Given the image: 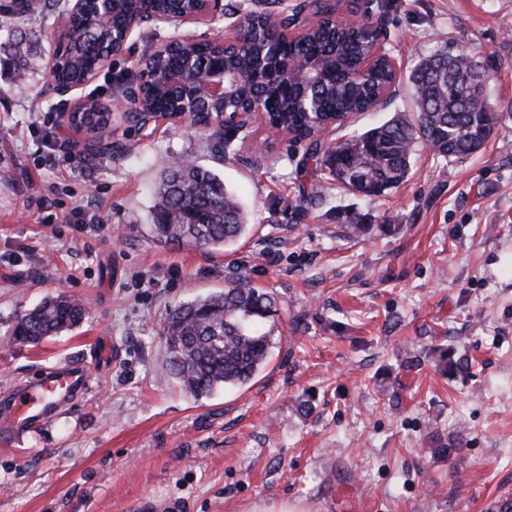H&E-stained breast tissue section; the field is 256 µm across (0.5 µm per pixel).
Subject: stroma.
I'll return each mask as SVG.
<instances>
[{"mask_svg": "<svg viewBox=\"0 0 512 512\" xmlns=\"http://www.w3.org/2000/svg\"><path fill=\"white\" fill-rule=\"evenodd\" d=\"M384 48L399 71L450 46L491 62L501 119L484 149L441 161L417 150L407 181L365 200L328 181L304 215L306 145L252 121L216 166L249 229L221 252L157 243L149 213L166 162L211 165L189 122H126L144 50L138 28L85 88L45 71L61 10L25 23L28 73L0 64V397L39 369L83 358L91 388L51 426L0 449V512H491L512 497V0H390ZM112 110L109 155L61 126L75 100ZM406 84L380 109L321 133L326 145L410 111ZM100 216L83 231L76 207ZM352 214L368 235L353 237ZM245 274L277 302L266 368L206 397L162 361L175 305ZM85 321L37 345L10 337L49 296ZM442 350L467 368L441 375Z\"/></svg>", "mask_w": 512, "mask_h": 512, "instance_id": "obj_1", "label": "stroma"}]
</instances>
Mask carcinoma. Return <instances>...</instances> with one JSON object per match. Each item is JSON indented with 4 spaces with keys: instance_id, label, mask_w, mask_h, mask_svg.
Instances as JSON below:
<instances>
[{
    "instance_id": "cac0c4a2",
    "label": "carcinoma",
    "mask_w": 512,
    "mask_h": 512,
    "mask_svg": "<svg viewBox=\"0 0 512 512\" xmlns=\"http://www.w3.org/2000/svg\"><path fill=\"white\" fill-rule=\"evenodd\" d=\"M137 11V0H116L110 33L81 19L84 39L64 48L61 65L47 67L52 82L81 80L96 62L102 42L122 32ZM374 28L369 19L346 28L328 20L298 40L282 42L280 56L274 58L266 44L271 31L266 20L258 17L244 31L241 46L228 56L229 64L242 73L263 71L264 88L256 92L246 83L237 95L213 103L211 109L230 114L243 109L253 93L262 95L266 125L277 131L305 132L316 171L328 173L341 188L368 199L404 183L420 147L444 160L460 159L490 139L499 124L488 92L490 74L483 63L446 47L421 59L408 76L416 114L396 112L389 120L334 146H322L316 140L322 122L373 111L374 99L390 84V70L382 61L356 76L372 53ZM213 51L205 41L186 43L166 55L165 63L177 66L190 56L195 74L204 76ZM295 59L322 66L315 85L316 112L304 111L299 83L281 73L282 65ZM141 90L155 109L175 108L169 92L154 85ZM322 190L321 183H311V191L301 194L294 210L305 212L317 204ZM156 198L151 221L160 243L184 242L212 251L235 243L248 228L247 212L224 185L223 177L195 160L174 159L157 187ZM86 314L85 307L73 298H46L16 316L11 336L37 345L79 326ZM275 315L273 294L238 274L225 281L223 290L184 301L168 311L163 327L164 360L177 382L196 396L244 386L269 361L275 329L269 320ZM436 365L443 372H454L468 366V360L441 352Z\"/></svg>"
}]
</instances>
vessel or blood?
I'll return each mask as SVG.
<instances>
[{
	"label": "vessel or blood",
	"mask_w": 512,
	"mask_h": 512,
	"mask_svg": "<svg viewBox=\"0 0 512 512\" xmlns=\"http://www.w3.org/2000/svg\"><path fill=\"white\" fill-rule=\"evenodd\" d=\"M89 384L85 364L68 360L17 384L0 405V444L11 445L27 433L51 424L61 407L72 405Z\"/></svg>",
	"instance_id": "obj_1"
}]
</instances>
